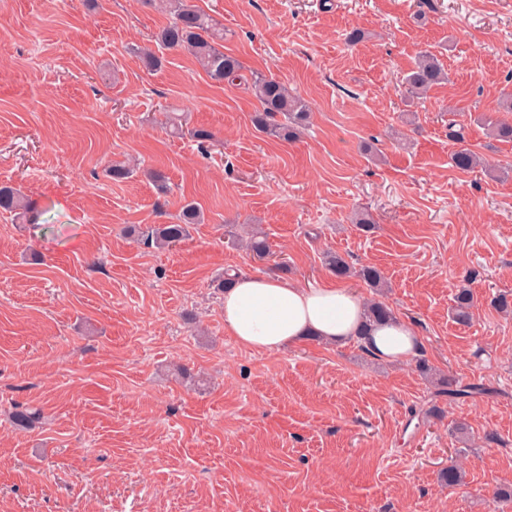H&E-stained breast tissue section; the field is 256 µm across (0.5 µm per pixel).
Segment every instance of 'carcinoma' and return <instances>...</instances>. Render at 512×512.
I'll return each instance as SVG.
<instances>
[{
  "label": "carcinoma",
  "instance_id": "obj_1",
  "mask_svg": "<svg viewBox=\"0 0 512 512\" xmlns=\"http://www.w3.org/2000/svg\"><path fill=\"white\" fill-rule=\"evenodd\" d=\"M148 7L169 8L171 21L156 36L159 45L168 50L186 51L204 70L208 77L222 83L226 80H244L241 74L240 60L224 53V27L211 15L204 12L191 0H143ZM449 81L448 72L438 57L431 52L417 56L413 67L404 76V83L410 96L425 99L429 91ZM247 89L260 102V109L254 112L252 123L255 128L281 141L290 142L299 136L310 119L307 103L281 81L272 76H257L247 85ZM452 160L461 171H471L481 165V158L467 147L457 149ZM0 209L27 218L31 212V203L20 189L12 186H0ZM202 212L194 202L186 203L177 221L170 224H155L144 229L130 227L127 233L135 235L145 244H154L160 248L170 247L185 239L189 234V225L199 224ZM245 248L257 258L272 255L268 240L258 232L248 234ZM326 266L340 279L359 277L376 291L384 288L382 272L375 266L366 265L358 270L339 253H329L325 259ZM474 308V295L471 289L462 287L454 296L452 309L453 320L458 325L471 324ZM395 318L393 310L380 300H372L365 306L366 324L388 322ZM439 393L450 396H462L478 392L475 387H458L453 376L441 379ZM41 418V410L31 407H18L13 413L17 427L27 429Z\"/></svg>",
  "mask_w": 512,
  "mask_h": 512
}]
</instances>
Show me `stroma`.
<instances>
[{"label":"stroma","mask_w":512,"mask_h":512,"mask_svg":"<svg viewBox=\"0 0 512 512\" xmlns=\"http://www.w3.org/2000/svg\"><path fill=\"white\" fill-rule=\"evenodd\" d=\"M194 2L244 75L308 103L299 139L259 132L244 86L151 44L169 16L142 0H0V184L37 215L0 211V512H512V314L492 304L512 298V141L486 130L512 123V0H432L422 18L417 0ZM422 50L451 78L424 102L403 84ZM171 112L215 144L170 135ZM452 123L485 167L453 166ZM116 162L132 175L107 176ZM189 201L205 221L177 247L124 235ZM251 231L275 258L238 246ZM329 251L381 270L430 374L225 332L227 270L314 284ZM464 283L467 326L449 315ZM448 374L480 394L439 395ZM18 404L41 422L16 427Z\"/></svg>","instance_id":"stroma-1"}]
</instances>
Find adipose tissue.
<instances>
[{
    "mask_svg": "<svg viewBox=\"0 0 512 512\" xmlns=\"http://www.w3.org/2000/svg\"><path fill=\"white\" fill-rule=\"evenodd\" d=\"M362 295L333 281L302 286L270 275H237L224 293V329L243 348L272 353L316 336L343 344L361 339L364 348L387 363L416 355L421 340L401 319L364 329Z\"/></svg>",
    "mask_w": 512,
    "mask_h": 512,
    "instance_id": "1",
    "label": "adipose tissue"
}]
</instances>
